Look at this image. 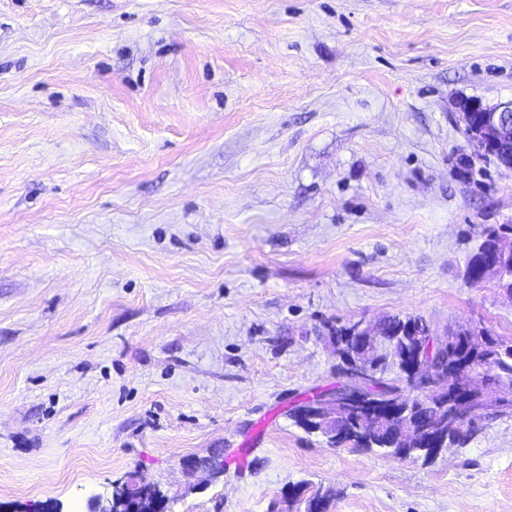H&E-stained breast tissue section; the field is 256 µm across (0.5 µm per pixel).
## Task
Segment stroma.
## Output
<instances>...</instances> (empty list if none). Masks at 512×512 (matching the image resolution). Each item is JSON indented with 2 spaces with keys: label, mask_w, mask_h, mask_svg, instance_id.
<instances>
[{
  "label": "stroma",
  "mask_w": 512,
  "mask_h": 512,
  "mask_svg": "<svg viewBox=\"0 0 512 512\" xmlns=\"http://www.w3.org/2000/svg\"><path fill=\"white\" fill-rule=\"evenodd\" d=\"M466 98L512 102V0H0V512H512V418L427 462L289 415L328 324L512 339L463 276L512 224ZM512 229V224H500L498 227L489 228L482 233L475 246L468 253L465 266L469 267L473 275L477 277L482 276L481 262L483 256L491 250V239L493 235H497L502 230ZM166 496L155 486L117 483L112 499L106 505L94 508L95 512H160L167 506Z\"/></svg>",
  "instance_id": "obj_1"
}]
</instances>
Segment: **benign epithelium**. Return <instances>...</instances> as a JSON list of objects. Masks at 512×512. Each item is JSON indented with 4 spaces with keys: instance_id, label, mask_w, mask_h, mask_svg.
Masks as SVG:
<instances>
[{
    "instance_id": "obj_1",
    "label": "benign epithelium",
    "mask_w": 512,
    "mask_h": 512,
    "mask_svg": "<svg viewBox=\"0 0 512 512\" xmlns=\"http://www.w3.org/2000/svg\"><path fill=\"white\" fill-rule=\"evenodd\" d=\"M458 112L467 124L472 142L480 150L497 148L502 143L503 130L512 131V104L486 107L476 99L458 104ZM512 259V241H496L486 260L485 272L500 270L502 264ZM387 319H359L344 325L347 336L357 343L360 355L354 358L335 346L336 357L346 385L339 390L316 397L307 409L308 422L329 433V443L341 442L339 428L352 423L366 434L373 431L376 422L383 421L398 443H420L427 439L433 443L446 437L427 425L420 418H411L409 405L399 398L375 399L365 394V387L378 377L370 359L380 355L386 345L383 332ZM416 343L409 346L414 361L400 368L398 374L408 379L413 392L412 401L432 403V410L444 416L448 434L464 435L470 426L486 415L498 412L512 414V382L491 373L477 380L458 376V360L451 350L460 346L468 350L466 358L478 359L484 369L493 370L494 360L505 345L495 339L483 326L462 322L438 332L422 322L410 328ZM166 496L156 487L118 483L112 499L94 512H164Z\"/></svg>"
}]
</instances>
